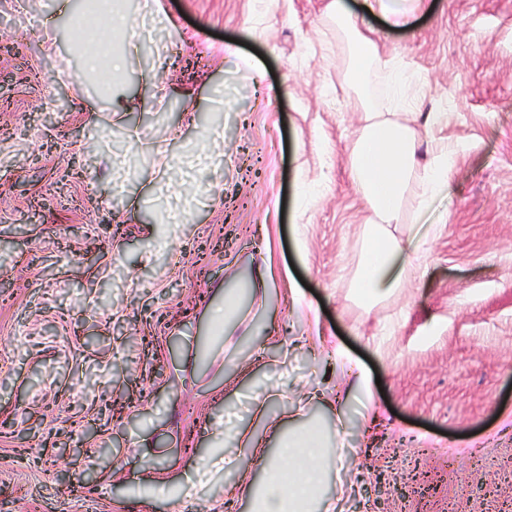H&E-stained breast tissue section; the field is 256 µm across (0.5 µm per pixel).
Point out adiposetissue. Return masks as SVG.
<instances>
[{
  "instance_id": "1",
  "label": "adipose tissue",
  "mask_w": 512,
  "mask_h": 512,
  "mask_svg": "<svg viewBox=\"0 0 512 512\" xmlns=\"http://www.w3.org/2000/svg\"><path fill=\"white\" fill-rule=\"evenodd\" d=\"M362 4L367 16L382 17L390 28L405 30L419 15L431 12L434 0H362ZM92 12L104 21L111 36L122 41L120 52L104 57L90 49L84 56L89 70L111 81L127 67L134 48V27L116 0H95ZM323 20L335 27L337 38L348 47L347 78L354 87V105L363 114L349 162L355 189L371 217L362 230L363 249L354 288L360 300L374 304L403 283L422 277L421 248L413 237L395 236L390 227L406 224L411 213L449 188L454 150L440 148L428 163H421L427 132L442 123L443 113H426L423 128L417 129L401 122L394 113L378 111L372 78H384L397 104L414 99L411 80L392 66L372 29L351 12L346 0H329ZM238 438L240 447L257 457L264 473L253 512H319L321 479L338 463L335 450L325 444L319 430L300 428L273 454L247 432H239Z\"/></svg>"
}]
</instances>
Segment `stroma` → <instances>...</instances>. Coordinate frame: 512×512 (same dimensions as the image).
Masks as SVG:
<instances>
[{"instance_id": "stroma-1", "label": "stroma", "mask_w": 512, "mask_h": 512, "mask_svg": "<svg viewBox=\"0 0 512 512\" xmlns=\"http://www.w3.org/2000/svg\"><path fill=\"white\" fill-rule=\"evenodd\" d=\"M326 2L125 0L140 51L104 92L87 0H0V512H249L259 465L217 461L256 399L270 450L344 424L335 512H512V0L366 21L457 150L424 276L373 307ZM345 340L373 383L340 416Z\"/></svg>"}]
</instances>
